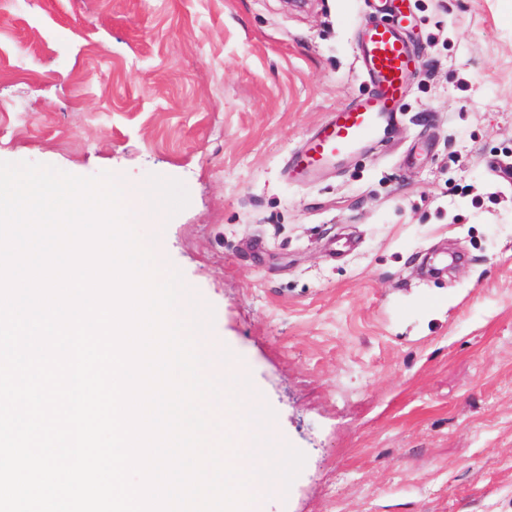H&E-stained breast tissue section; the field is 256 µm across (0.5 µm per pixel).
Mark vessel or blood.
<instances>
[{
	"instance_id": "vessel-or-blood-1",
	"label": "vessel or blood",
	"mask_w": 512,
	"mask_h": 512,
	"mask_svg": "<svg viewBox=\"0 0 512 512\" xmlns=\"http://www.w3.org/2000/svg\"><path fill=\"white\" fill-rule=\"evenodd\" d=\"M385 5L398 13V26L366 24L358 38V61L368 93L329 113L305 147L291 157V178L307 179L388 136L419 60L403 36L411 0H385Z\"/></svg>"
}]
</instances>
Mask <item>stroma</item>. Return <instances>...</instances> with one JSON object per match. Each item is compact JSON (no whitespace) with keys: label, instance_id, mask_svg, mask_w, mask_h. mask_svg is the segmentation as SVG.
I'll use <instances>...</instances> for the list:
<instances>
[{"label":"stroma","instance_id":"35a3bbf8","mask_svg":"<svg viewBox=\"0 0 512 512\" xmlns=\"http://www.w3.org/2000/svg\"><path fill=\"white\" fill-rule=\"evenodd\" d=\"M385 146L290 154L367 90V0H0V161L184 182L139 225L306 462L260 512H512V0H412ZM458 251L430 276L427 254Z\"/></svg>","mask_w":512,"mask_h":512}]
</instances>
